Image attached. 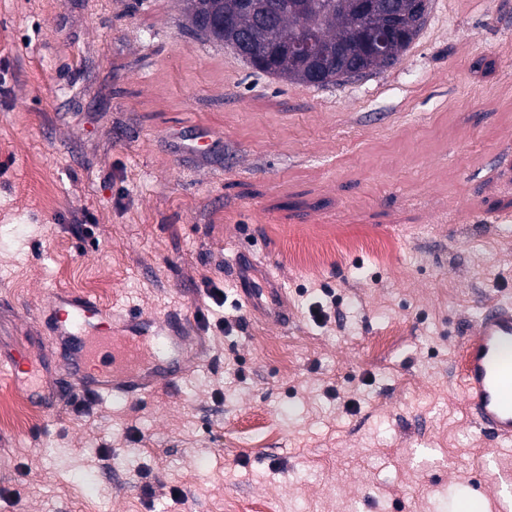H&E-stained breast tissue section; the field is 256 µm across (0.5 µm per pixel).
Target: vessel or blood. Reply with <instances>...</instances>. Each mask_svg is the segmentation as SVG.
Instances as JSON below:
<instances>
[{
	"mask_svg": "<svg viewBox=\"0 0 512 512\" xmlns=\"http://www.w3.org/2000/svg\"><path fill=\"white\" fill-rule=\"evenodd\" d=\"M194 312L163 320L126 311L128 335L112 330V319L96 300L55 291L36 320L53 343L66 352L72 376L57 398L92 395L130 399L147 395L160 378L176 384L181 376L184 339L177 331L194 319ZM461 392L480 429L500 440H512V303L483 306L470 334L461 343ZM0 370L41 404L46 393L40 371L25 355L0 351Z\"/></svg>",
	"mask_w": 512,
	"mask_h": 512,
	"instance_id": "1",
	"label": "vessel or blood"
}]
</instances>
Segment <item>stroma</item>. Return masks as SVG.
<instances>
[{
    "instance_id": "35a3bbf8",
    "label": "stroma",
    "mask_w": 512,
    "mask_h": 512,
    "mask_svg": "<svg viewBox=\"0 0 512 512\" xmlns=\"http://www.w3.org/2000/svg\"><path fill=\"white\" fill-rule=\"evenodd\" d=\"M97 282L112 312L201 306L199 344L177 387L0 427V512H512V441L459 390L471 320L512 301V0H431L396 65L325 88L178 0H0V348L69 382L35 315Z\"/></svg>"
}]
</instances>
